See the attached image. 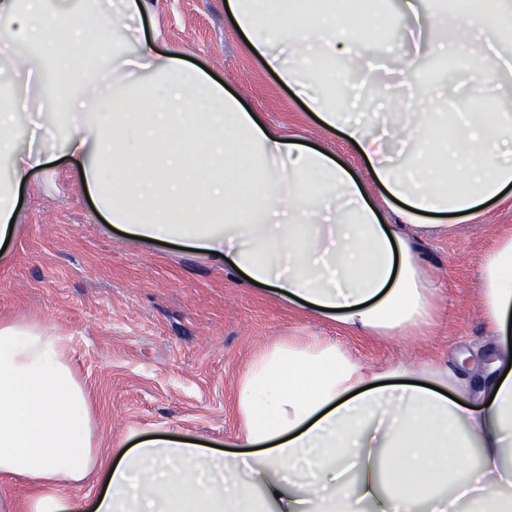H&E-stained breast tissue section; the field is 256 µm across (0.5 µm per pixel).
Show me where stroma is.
I'll list each match as a JSON object with an SVG mask.
<instances>
[{
  "mask_svg": "<svg viewBox=\"0 0 512 512\" xmlns=\"http://www.w3.org/2000/svg\"><path fill=\"white\" fill-rule=\"evenodd\" d=\"M146 29L272 124L363 162L343 138L265 72L229 24L224 0H153ZM512 198L487 205L476 223L425 238L424 265L441 287L430 322L392 336L351 335L335 321L247 285L188 249L132 239L95 217L66 165L35 174L23 194L16 234L0 258V319L35 320L70 335L69 363L83 385L101 453L116 454L130 429L167 430L220 448L240 427L236 393L250 362L271 345L334 339L372 370L436 362L451 366L474 345L494 355L479 308L480 268L504 233Z\"/></svg>",
  "mask_w": 512,
  "mask_h": 512,
  "instance_id": "stroma-1",
  "label": "stroma"
}]
</instances>
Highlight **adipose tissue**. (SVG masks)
I'll list each match as a JSON object with an SVG mask.
<instances>
[{
    "instance_id": "ef3b65f1",
    "label": "adipose tissue",
    "mask_w": 512,
    "mask_h": 512,
    "mask_svg": "<svg viewBox=\"0 0 512 512\" xmlns=\"http://www.w3.org/2000/svg\"><path fill=\"white\" fill-rule=\"evenodd\" d=\"M230 23L262 68L360 156L295 142L184 50L146 35L149 0H0V244L29 177L60 162L96 214L125 235L218 253L283 302L341 328L390 335L427 324L438 283L419 242L440 214L476 220L512 189V112L495 111L512 73V0H463L422 22L399 0L407 47L470 64L461 109L374 111L373 30L324 6L227 0ZM124 32L135 54L96 45ZM349 61L343 105L322 73ZM28 120L30 148L17 137ZM480 307L500 350L478 376L448 366L370 372L332 339L273 345L237 391L233 450L159 431L102 458L66 339L0 321V484L40 487L27 512H512V236L483 260ZM483 463L465 472L473 449ZM101 473L92 500L59 486ZM454 492H447V485Z\"/></svg>"
}]
</instances>
